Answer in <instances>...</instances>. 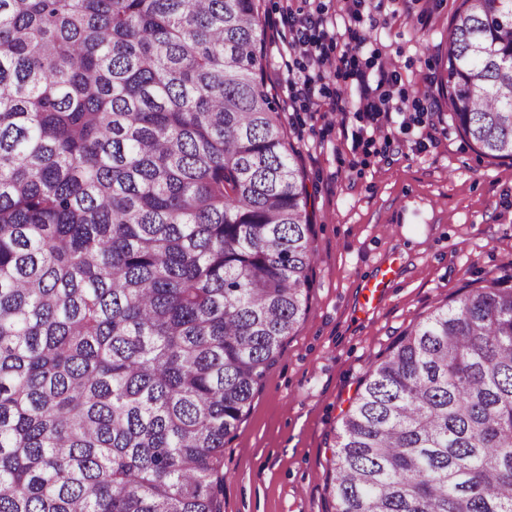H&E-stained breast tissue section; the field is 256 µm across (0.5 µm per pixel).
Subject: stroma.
I'll return each mask as SVG.
<instances>
[{
    "label": "stroma",
    "mask_w": 512,
    "mask_h": 512,
    "mask_svg": "<svg viewBox=\"0 0 512 512\" xmlns=\"http://www.w3.org/2000/svg\"><path fill=\"white\" fill-rule=\"evenodd\" d=\"M285 5L263 2V78L301 150L316 260L305 314L225 440L224 512H331L334 435L369 368L463 286L512 276V160L479 156L438 94L437 51L459 0H382L326 46L341 61L329 95L349 87L347 72L392 61L406 124L389 144L358 137L369 119L356 103L342 125L290 96L288 73L308 60L289 49ZM352 36L364 47L342 56ZM381 276L382 299L365 306V284Z\"/></svg>",
    "instance_id": "1"
}]
</instances>
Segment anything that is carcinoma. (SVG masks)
Returning <instances> with one entry per match:
<instances>
[{
    "label": "carcinoma",
    "mask_w": 512,
    "mask_h": 512,
    "mask_svg": "<svg viewBox=\"0 0 512 512\" xmlns=\"http://www.w3.org/2000/svg\"><path fill=\"white\" fill-rule=\"evenodd\" d=\"M260 0H0V512H223L224 440L305 312L312 216ZM439 86L512 159V0H461ZM334 512H512V287L367 372Z\"/></svg>",
    "instance_id": "cac0c4a2"
}]
</instances>
